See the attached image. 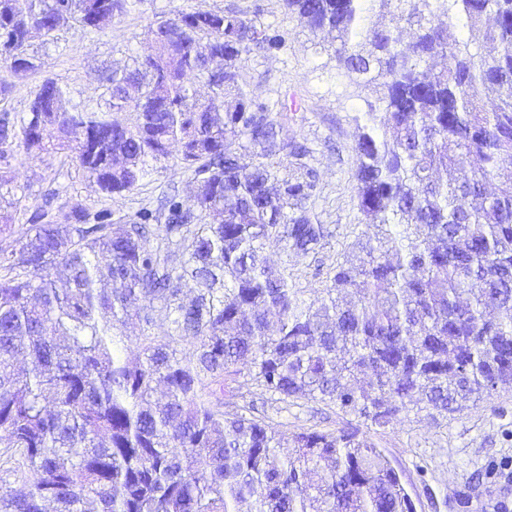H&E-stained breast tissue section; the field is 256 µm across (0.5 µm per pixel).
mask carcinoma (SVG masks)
<instances>
[{"instance_id": "1", "label": "carcinoma", "mask_w": 512, "mask_h": 512, "mask_svg": "<svg viewBox=\"0 0 512 512\" xmlns=\"http://www.w3.org/2000/svg\"><path fill=\"white\" fill-rule=\"evenodd\" d=\"M136 2L0 0V96L7 77L41 67L14 19L46 36L96 31ZM284 4L311 30L336 31V66L374 85L385 110L380 124L367 103L355 146L358 210L376 232L309 302L290 287L288 262L263 256L315 253L326 230L307 206L309 150L291 148L282 172L277 121L240 81L245 55L284 44L248 13L156 23L167 38L108 74L100 104L67 108L69 91L46 78L27 112L0 113V163L69 149L102 193L121 196L175 148L193 185L190 201L168 193L121 224L78 201L31 213L0 176V512H415L367 433L287 434L254 406L226 413L227 381L379 428L416 401L451 414L512 388V0ZM377 11L415 27L413 40L366 22ZM438 12L471 28L493 17L495 54L448 41ZM437 57L447 64L434 72ZM122 110L135 124L112 118ZM161 314L165 335L154 336ZM131 347L137 357L122 358ZM20 472L29 485L16 493L7 482Z\"/></svg>"}]
</instances>
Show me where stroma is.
<instances>
[{
	"mask_svg": "<svg viewBox=\"0 0 512 512\" xmlns=\"http://www.w3.org/2000/svg\"><path fill=\"white\" fill-rule=\"evenodd\" d=\"M228 8L247 11L286 38L278 52L246 55L242 76L251 96L273 108L281 140L305 145L311 152L318 188L308 208L315 222L327 229L325 244L317 253L289 257L270 248L266 257L275 266L287 263L293 287L303 298L313 299L356 240L368 232L357 206L355 118L374 93L338 70L336 41L312 33L297 15L288 13L283 0H139L100 31L64 27L51 39L33 33L30 51L41 68L14 80L9 95L0 99V110L25 112L31 90L46 78L67 87L74 99L102 101L103 77L141 52L150 24L182 10ZM11 169L32 211L78 199L90 207L107 205L115 217L129 221L141 207H158L167 193L190 195L187 173L170 160L158 163L138 189L110 199L63 154L20 152ZM268 421L286 432L336 431L352 418L325 403L301 399L269 411ZM370 437L401 475L416 512H494L500 502L512 512V489L504 487L505 474L512 472V390L494 392L447 417L425 410L403 414L388 427L371 428Z\"/></svg>",
	"mask_w": 512,
	"mask_h": 512,
	"instance_id": "obj_1",
	"label": "stroma"
}]
</instances>
